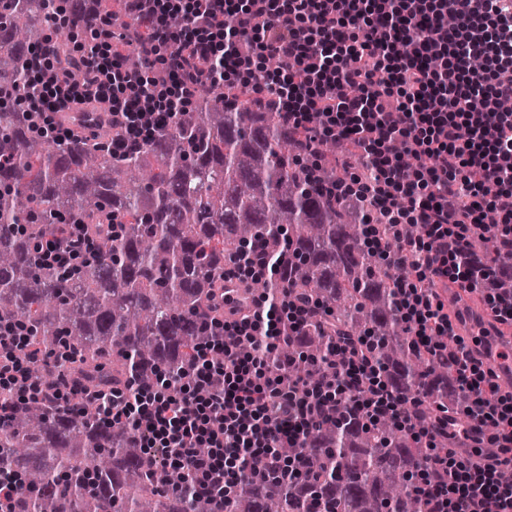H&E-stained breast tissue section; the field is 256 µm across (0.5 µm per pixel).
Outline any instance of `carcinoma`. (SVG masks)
Segmentation results:
<instances>
[{"label":"carcinoma","mask_w":512,"mask_h":512,"mask_svg":"<svg viewBox=\"0 0 512 512\" xmlns=\"http://www.w3.org/2000/svg\"><path fill=\"white\" fill-rule=\"evenodd\" d=\"M55 11L56 0H0V317L29 325L46 358L70 346L67 374L81 386H149L160 368L175 371L210 344L224 258L259 242L277 276L251 292L273 299L283 280L324 306L301 343L274 356L293 359L289 378H317L334 328L370 341L393 390L419 402V422L458 415L448 365L413 345L396 311L394 285L410 268L378 266L364 206L332 202L305 177L318 157L321 182L350 171L370 179L359 153L330 139L303 152L278 113L222 83L202 88L192 110L122 159L112 156V135L95 128L63 141L38 136L39 117L21 102ZM94 16L129 45L123 67L140 71L135 19L113 11L112 0H96ZM53 47L70 60L68 32H56ZM49 224L83 228L97 240V262L67 282L40 263L35 243ZM470 252L485 258L477 278L512 289L490 241L473 238ZM136 442L77 400L67 409L32 401L0 425V476H22L15 512H212L186 476L171 474L185 483L181 492L149 480ZM284 452L301 463L295 482L246 479L224 512H423L410 478L431 449L390 421L368 428L343 405Z\"/></svg>","instance_id":"carcinoma-1"}]
</instances>
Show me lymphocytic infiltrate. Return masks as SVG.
Listing matches in <instances>:
<instances>
[{
    "mask_svg": "<svg viewBox=\"0 0 512 512\" xmlns=\"http://www.w3.org/2000/svg\"><path fill=\"white\" fill-rule=\"evenodd\" d=\"M140 29L145 66L123 69L126 49L98 21L57 11L52 28L90 34L75 43L83 85L62 83L49 43L35 54V76L23 104L39 112V129L65 132L55 121L68 95L95 89L112 104V151L125 155L151 140L158 125L192 109L197 91L213 80L248 88L255 103L278 112L288 134L301 140L358 144L372 180L350 175L322 185L329 199L359 202L381 213L367 227L368 249L386 268L411 267L397 283L396 309L415 344L441 351L439 337L455 341L454 389L464 398L458 426L486 421L495 455L481 448L437 447L433 429L418 426L413 402L401 398L375 367L369 347L337 342V357L315 383L287 381V361L272 354L298 342L320 313L312 300L281 289L278 301L256 297L245 312L215 324L213 343L223 348L216 364L199 350L179 374L160 370L148 388L107 392L75 387L63 365L47 380L31 378L41 354L26 326L0 320V391L16 402L42 400L66 406L72 396L95 406L104 424H130L154 477L156 462L185 473L202 493L223 504L242 479L290 482L298 471L285 448L336 408L356 403L369 421L388 420L426 441L430 465L416 483L425 512H512V397L498 395L495 373L458 337L432 288L444 279L474 289L472 262L462 255L477 236L496 244L495 260L512 277V0H123ZM182 14L186 26L172 32L168 19ZM232 25H225V16ZM180 35L188 52L173 56L166 44ZM248 40L250 52L238 51ZM279 60L265 67L267 55ZM495 58L493 68L473 69V56ZM166 69L163 86L149 74ZM494 211L497 223L483 221ZM419 224L411 243H391V225ZM95 242L75 225H55L36 253L63 270L93 258ZM207 455H197V448ZM164 449L156 459V449Z\"/></svg>",
    "mask_w": 512,
    "mask_h": 512,
    "instance_id": "obj_1",
    "label": "lymphocytic infiltrate"
}]
</instances>
